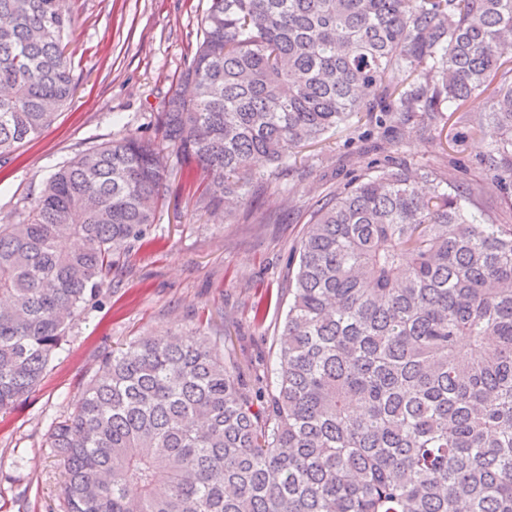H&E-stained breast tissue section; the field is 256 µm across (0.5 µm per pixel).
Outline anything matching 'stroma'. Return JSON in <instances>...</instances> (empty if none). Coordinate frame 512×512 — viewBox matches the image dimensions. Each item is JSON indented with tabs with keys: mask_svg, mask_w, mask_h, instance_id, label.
<instances>
[{
	"mask_svg": "<svg viewBox=\"0 0 512 512\" xmlns=\"http://www.w3.org/2000/svg\"><path fill=\"white\" fill-rule=\"evenodd\" d=\"M64 5L71 18L67 55L78 83L37 140L0 158V224L22 221L45 178L82 150L129 131L152 134L156 112L203 38L209 0ZM392 132L395 148L376 135L340 129L302 148L278 173L259 163L248 203L227 216L198 209L194 186L168 177L153 240L131 248L40 383L0 413V512H62L64 463L48 448V434L72 412L102 354L142 336L219 332L244 378L266 376L288 312V259L310 208L343 191L370 160L418 161L457 184L480 182L491 220L512 219L485 172L488 143L468 122L424 132L396 120Z\"/></svg>",
	"mask_w": 512,
	"mask_h": 512,
	"instance_id": "stroma-1",
	"label": "stroma"
}]
</instances>
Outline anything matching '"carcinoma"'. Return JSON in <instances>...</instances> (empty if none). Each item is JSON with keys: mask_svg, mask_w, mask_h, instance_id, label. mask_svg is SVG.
Listing matches in <instances>:
<instances>
[{"mask_svg": "<svg viewBox=\"0 0 512 512\" xmlns=\"http://www.w3.org/2000/svg\"><path fill=\"white\" fill-rule=\"evenodd\" d=\"M154 137L89 148L0 224V412L39 382L71 322L144 243L166 151L212 214L306 144L391 113L466 119L512 211V0H210ZM64 0H0V155L72 97ZM484 110L471 114L473 99ZM435 183L421 195L418 184ZM424 163L369 162L311 211L274 385L222 336L106 353L48 447L64 512H512V224L486 222Z\"/></svg>", "mask_w": 512, "mask_h": 512, "instance_id": "carcinoma-1", "label": "carcinoma"}]
</instances>
